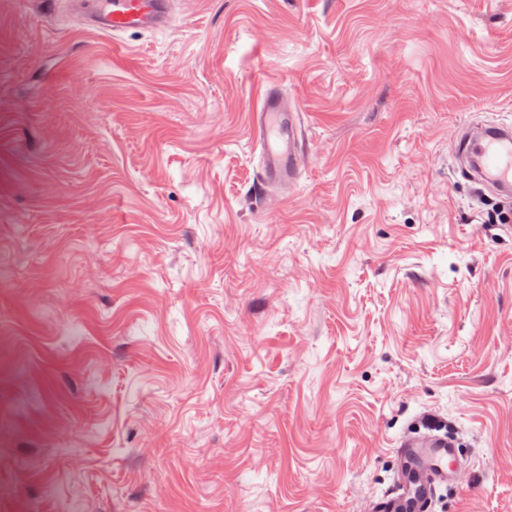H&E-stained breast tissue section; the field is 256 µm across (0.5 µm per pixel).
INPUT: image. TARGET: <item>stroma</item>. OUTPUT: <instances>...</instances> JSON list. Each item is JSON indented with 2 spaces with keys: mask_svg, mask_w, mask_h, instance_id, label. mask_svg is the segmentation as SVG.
<instances>
[{
  "mask_svg": "<svg viewBox=\"0 0 512 512\" xmlns=\"http://www.w3.org/2000/svg\"><path fill=\"white\" fill-rule=\"evenodd\" d=\"M265 80L308 158L262 212ZM486 120L512 0H185L117 46L0 0V512H363L425 416L468 466L435 512H512V197L488 223L452 140Z\"/></svg>",
  "mask_w": 512,
  "mask_h": 512,
  "instance_id": "stroma-1",
  "label": "stroma"
}]
</instances>
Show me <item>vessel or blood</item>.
<instances>
[{"label": "vessel or blood", "instance_id": "b4317fda", "mask_svg": "<svg viewBox=\"0 0 512 512\" xmlns=\"http://www.w3.org/2000/svg\"><path fill=\"white\" fill-rule=\"evenodd\" d=\"M85 30L121 42L124 34L171 28L177 20L176 0H95L82 11ZM254 139L260 149L262 177L252 187L257 203L267 199L271 184L290 186L302 172L305 153L301 128L276 82H267L252 114ZM464 173L486 178L490 188L512 190V125L463 127L454 134ZM399 467L393 491L378 499L371 512H428L437 491L458 485L465 471L457 440L448 433L412 432L397 446Z\"/></svg>", "mask_w": 512, "mask_h": 512}]
</instances>
